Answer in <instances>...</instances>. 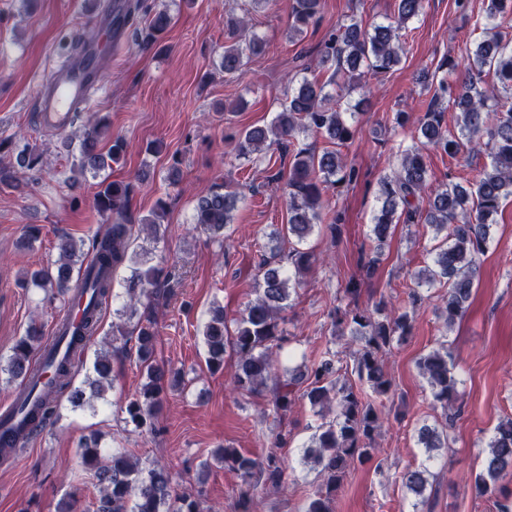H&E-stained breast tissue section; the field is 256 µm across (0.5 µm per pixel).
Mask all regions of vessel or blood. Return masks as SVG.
<instances>
[{
    "instance_id": "1",
    "label": "vessel or blood",
    "mask_w": 512,
    "mask_h": 512,
    "mask_svg": "<svg viewBox=\"0 0 512 512\" xmlns=\"http://www.w3.org/2000/svg\"><path fill=\"white\" fill-rule=\"evenodd\" d=\"M92 89L91 79L77 60H70L54 69L50 79L42 85L39 93L40 122L54 131L65 130L70 126L78 104L84 101ZM84 306L83 298L71 296L65 315L52 327V335H62L71 327L77 326Z\"/></svg>"
}]
</instances>
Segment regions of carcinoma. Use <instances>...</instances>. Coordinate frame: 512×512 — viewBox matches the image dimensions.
<instances>
[{"label":"carcinoma","mask_w":512,"mask_h":512,"mask_svg":"<svg viewBox=\"0 0 512 512\" xmlns=\"http://www.w3.org/2000/svg\"><path fill=\"white\" fill-rule=\"evenodd\" d=\"M422 0H398L397 18L366 30L350 15L344 18L336 33L319 49V64L331 66L342 73L347 87L358 84V71L366 68L372 74L387 73L401 62L398 31L419 15ZM322 0H295L290 36H297L319 14ZM143 9L141 0H119L113 7L112 26L126 27ZM512 13V0H486L485 36L476 47L466 44L458 57L442 61L438 69L448 70V77L439 80L425 112L415 122L419 145L405 151L400 168L384 178L378 189V211L371 235L375 242L373 256L362 260L363 278L374 273L379 256L394 225L414 224L419 218L445 236L435 245L432 263L417 273V284L447 287L442 297L440 317L445 326H452L463 316L479 273L478 260L491 238V229L503 202L512 198V47L503 42L497 31V20ZM172 22L165 11L155 12L146 27L142 43L151 44ZM262 51L258 38L242 45L236 41L224 47L221 72L236 76L244 65V55ZM492 72L495 83L485 80ZM334 95L326 85L302 78L288 92L282 110L269 126H254L241 134L238 155H252L278 143L293 153L285 188L288 194L287 223L276 229L272 237L278 245L260 254L257 297L248 304L236 329L229 331L224 309L215 307L204 326L207 365L212 370L224 367V356L236 357L233 387L255 392L271 388L275 412H286L294 404L295 388L310 381L306 392L311 406L332 410V420L319 427L304 459L319 467V487L309 497L305 512H331L329 502L344 487L355 462L370 459L378 452L375 438L385 415L383 398L393 388L383 358L394 343L411 334L415 315L424 295L414 289L408 293V307L387 308L380 304L372 309L356 301L360 283L345 290L348 302L333 311L332 326L336 336L347 333L362 342L355 352L353 371L356 384H337V354L324 356L286 376L279 374L272 358V349L284 339L279 329L278 313L290 299L291 274L309 271L316 263L313 252L302 248L321 219L324 196L336 185L356 179L354 168L347 166L340 148L353 139L357 105L341 107L332 102ZM459 109L458 135L448 133L444 121V104ZM312 130L334 145L318 154L297 143L299 134ZM100 124L84 129L80 136L79 168L99 170L108 162L117 163L126 150L123 138H112V146L104 154L98 149ZM433 147L450 155L465 148L472 153H485L490 163L483 167L479 179L468 187L447 184L429 189L428 167L424 149ZM39 157L22 149L13 160H0V184L18 186V173L32 171ZM132 185L112 181L96 195V207L110 213L112 224L94 236L88 249L68 235L57 238L58 258L50 265L30 272L28 283L41 289L50 300H67L74 289L89 294L82 321L69 338L66 354L56 357L59 344L45 337L42 325L32 323L16 340L11 354L0 356V381L21 386L20 402L23 421L14 438L0 441V456L9 458L20 450L18 443H27L53 424L58 416L61 396L70 392L76 408L85 405V391L72 387L77 354L84 353L98 330L102 312L112 299V278L124 265L130 268L126 279L129 307L147 300L145 312L134 325L137 357L146 375L140 396L128 402L125 411L137 430L155 431L153 410L163 386L170 377L164 366L156 362V323L151 316V302L160 292L156 268H143L144 261L131 247V225L126 215ZM238 198L213 185L199 197L193 224L213 239H220L233 223ZM166 201L158 199L151 217L143 220L152 233H160L165 218ZM295 240L285 250L282 243ZM418 368L430 389L432 403L442 409L444 421L438 426L424 425L418 430L417 442L427 457L449 447V431L461 410L457 382L448 366V350L433 349L420 358ZM95 379L94 395H100L103 384L112 376V353H99L92 365ZM224 465L238 472L243 487L235 505L237 512H254L264 493L284 486L286 469L276 453L262 462L243 456L235 448L223 452ZM82 462L99 488L95 512H201L200 500L189 494H177L168 469L161 464L147 468L123 452L106 454L94 442L82 447ZM512 473V419L501 422L487 443L482 468L476 475V496L493 501L498 512H512V502L500 487L506 473ZM426 467L407 468L400 480L407 492L421 496L429 484Z\"/></svg>","instance_id":"cac0c4a2"}]
</instances>
